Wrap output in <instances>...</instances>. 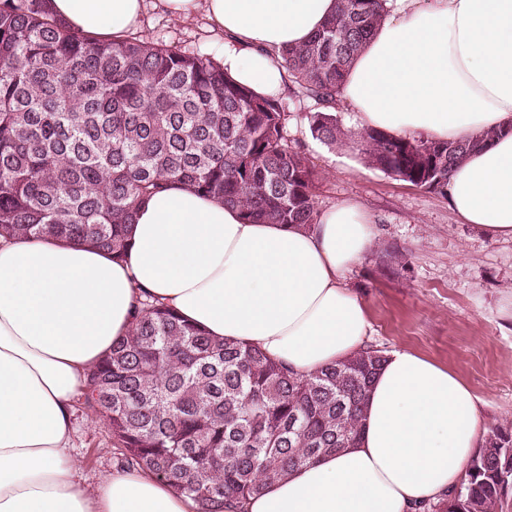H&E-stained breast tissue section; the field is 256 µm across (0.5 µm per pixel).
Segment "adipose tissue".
Wrapping results in <instances>:
<instances>
[{"mask_svg":"<svg viewBox=\"0 0 512 512\" xmlns=\"http://www.w3.org/2000/svg\"><path fill=\"white\" fill-rule=\"evenodd\" d=\"M145 0H51L86 33L123 38ZM177 19L204 12L225 34L224 69L265 95L286 74L275 52L307 40L336 0H157ZM383 19L338 94L358 130L456 140L497 131L448 180L464 223L512 239V0H384ZM126 261L55 239L0 238V512H198L156 475L113 466L81 484L72 419L88 369L132 327L146 292L211 335L258 346L307 375L360 350L366 304L344 283L375 240L356 203L309 229L248 224L237 208L174 186L142 205ZM476 397L448 367L388 356L355 447L326 455L243 512H415L458 484L477 448Z\"/></svg>","mask_w":512,"mask_h":512,"instance_id":"obj_1","label":"adipose tissue"}]
</instances>
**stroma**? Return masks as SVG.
Masks as SVG:
<instances>
[{
	"instance_id": "obj_1",
	"label": "stroma",
	"mask_w": 512,
	"mask_h": 512,
	"mask_svg": "<svg viewBox=\"0 0 512 512\" xmlns=\"http://www.w3.org/2000/svg\"><path fill=\"white\" fill-rule=\"evenodd\" d=\"M135 33L223 57L224 39L204 15L177 21L154 0H145ZM280 98L289 146L318 173L319 208L351 200L375 226L372 247L346 275L369 311L367 344L389 354L409 349L452 369L478 396L484 430L512 425V239L462 223L444 195L368 167L352 146L313 138L312 102L288 86ZM71 453L90 485L116 461L108 429L81 408Z\"/></svg>"
}]
</instances>
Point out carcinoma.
I'll use <instances>...</instances> for the list:
<instances>
[{
    "instance_id": "carcinoma-1",
    "label": "carcinoma",
    "mask_w": 512,
    "mask_h": 512,
    "mask_svg": "<svg viewBox=\"0 0 512 512\" xmlns=\"http://www.w3.org/2000/svg\"><path fill=\"white\" fill-rule=\"evenodd\" d=\"M49 0H0V236L55 238L123 259L138 207L180 185L236 206L254 224L311 227L318 175L288 147L275 96L175 43L72 30ZM382 0H338L305 43L279 53L310 99L312 136L343 145L329 107L382 19ZM497 137L403 139L368 129L366 165L444 193L453 170ZM387 356L372 346L308 375L259 347L217 340L156 300H136L129 335L88 372L84 407L120 462L226 509L359 439L368 388ZM512 488V427L496 426L460 486L420 512H497Z\"/></svg>"
}]
</instances>
